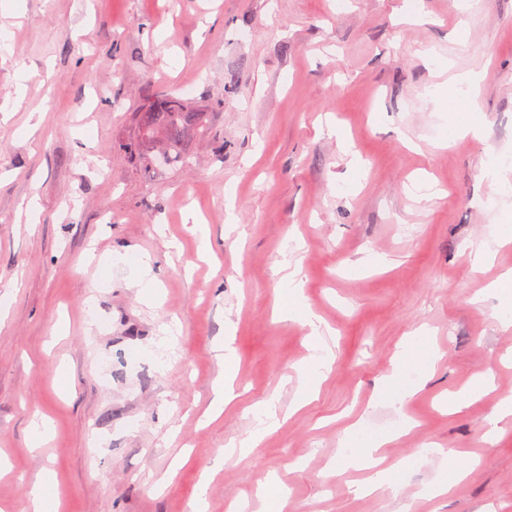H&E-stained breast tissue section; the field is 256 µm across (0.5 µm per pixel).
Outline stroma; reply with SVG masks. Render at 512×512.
Here are the masks:
<instances>
[{"label": "stroma", "mask_w": 512, "mask_h": 512, "mask_svg": "<svg viewBox=\"0 0 512 512\" xmlns=\"http://www.w3.org/2000/svg\"><path fill=\"white\" fill-rule=\"evenodd\" d=\"M459 3L0 0V512H29L44 468L61 512H192L202 486L205 512H258L272 478L288 512H512V415L494 416L512 395L494 288L512 167L484 175L512 147V0ZM464 74L480 133L451 142L432 90ZM162 93L209 123L154 167L127 147ZM91 248L126 259L88 265ZM292 279L329 357L303 406ZM420 330L428 361L403 354ZM228 347L238 396L215 415ZM269 401L279 428L214 469ZM37 414L52 434L34 449ZM364 427L390 436L397 487L357 497L369 473L344 444ZM452 460L471 474L432 496ZM151 259L147 255H140L138 273L135 276L133 285L141 288L140 292L145 300H150L154 296L155 279L151 276Z\"/></svg>", "instance_id": "stroma-1"}]
</instances>
